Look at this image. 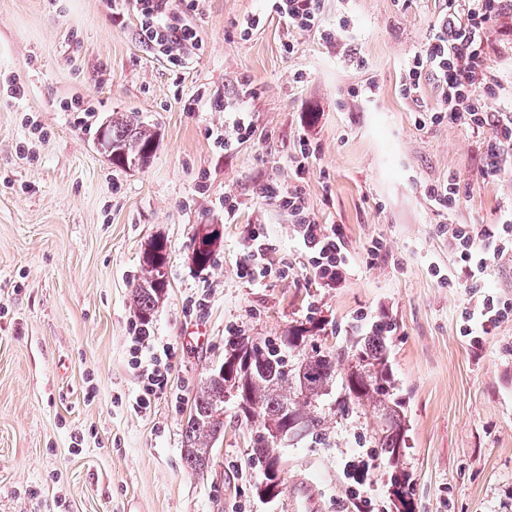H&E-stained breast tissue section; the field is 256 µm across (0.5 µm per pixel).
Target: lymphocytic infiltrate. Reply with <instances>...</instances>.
Returning a JSON list of instances; mask_svg holds the SVG:
<instances>
[{
    "label": "lymphocytic infiltrate",
    "mask_w": 512,
    "mask_h": 512,
    "mask_svg": "<svg viewBox=\"0 0 512 512\" xmlns=\"http://www.w3.org/2000/svg\"><path fill=\"white\" fill-rule=\"evenodd\" d=\"M132 8L138 20V38L146 47L162 53L177 67H186L202 40L197 30L186 21L195 11L197 0H118L117 10ZM273 10L289 28L311 31L319 28L322 0H274ZM512 15V0H447L431 32L419 50L404 62L400 77V93L412 102L420 123L440 124L446 121L484 131L488 134L487 153L500 156L512 150V112L493 111L489 99L495 96V79L487 65L488 34L505 16ZM435 80L440 93L437 103H428L422 94L423 83ZM314 149L307 137L298 141L293 169L295 187L282 190L276 184H264L259 197L279 203L298 228L299 241L310 255L315 276L328 287H335L350 263L336 227L320 223L311 212L301 186L310 170ZM448 233L455 243L460 264L469 276L486 272L491 255L512 251V207H503L497 226L481 228L472 224H449ZM252 252L240 267V275L250 281L287 277L289 266L270 257L269 246L259 228L249 233ZM492 240V252L476 248L478 239ZM150 349L149 359H142L143 349ZM170 344H157L149 328L135 326L131 346V366L140 380L133 405L150 409L167 390L171 366ZM372 457L360 456L347 462L345 471L351 481L350 494L358 512H381L379 502L366 476L373 472Z\"/></svg>",
    "instance_id": "f902f5d3"
}]
</instances>
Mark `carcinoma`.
<instances>
[{"label": "carcinoma", "instance_id": "obj_1", "mask_svg": "<svg viewBox=\"0 0 512 512\" xmlns=\"http://www.w3.org/2000/svg\"><path fill=\"white\" fill-rule=\"evenodd\" d=\"M106 154L120 168H142L154 157L158 132L137 112H114L105 129ZM209 225L198 233L199 247L192 252L200 269L212 265L213 239ZM168 253L163 239L154 238L143 253L140 283L132 291L138 321L147 326L168 287ZM306 329L294 328L274 339H260L261 348L251 363L229 378H206L198 387L183 431L186 466L197 473L211 468L215 443L224 436L225 393L244 394L248 408L241 410L250 426L251 456L260 468L255 484L258 497L276 498L284 490V477L275 455L284 441L319 437L326 433L332 414L347 421L368 410L376 419L370 434L373 447L395 463L406 447L408 426L404 398L396 393L387 356L385 331L356 334L328 351L306 350ZM286 433V440L279 435ZM394 497L412 512L410 481L399 468L391 474Z\"/></svg>", "mask_w": 512, "mask_h": 512}]
</instances>
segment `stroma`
Here are the masks:
<instances>
[{"label": "stroma", "instance_id": "stroma-1", "mask_svg": "<svg viewBox=\"0 0 512 512\" xmlns=\"http://www.w3.org/2000/svg\"><path fill=\"white\" fill-rule=\"evenodd\" d=\"M322 6L323 28L348 18L344 48L287 27L269 0H200L188 20L203 49L178 69L139 41L133 12L113 16L112 0H0V512H282V499L252 493L260 473L233 406L211 469L186 467L193 395L233 333L274 338L304 325L324 349L362 313L392 327L409 425L400 464L416 512H512V320L478 349L464 334L480 296L512 300V252L480 277L461 273L423 192L458 180L455 223H497L512 201V155L482 179L486 134L419 125L399 93L400 66L442 0ZM252 15L258 27L241 36ZM490 40L497 110L512 105V44L497 31ZM368 82L374 97L349 96ZM228 104L248 110L255 131L224 150L211 130L231 121ZM116 112L158 127L147 167H116L98 148ZM303 135L315 148L307 201L340 227L351 260L333 288L315 278L287 210L254 192L292 185ZM228 196L239 204L231 222ZM203 224L221 230L205 270L191 261ZM253 224L287 278L238 277ZM155 237L167 242L169 286L151 328L174 354L167 392L144 414L132 407L131 292ZM376 241L384 256L374 261ZM200 294L206 306L189 310ZM328 426L325 439L281 449L284 478L315 484L321 512H356L342 466L368 450L373 419Z\"/></svg>", "mask_w": 512, "mask_h": 512}]
</instances>
